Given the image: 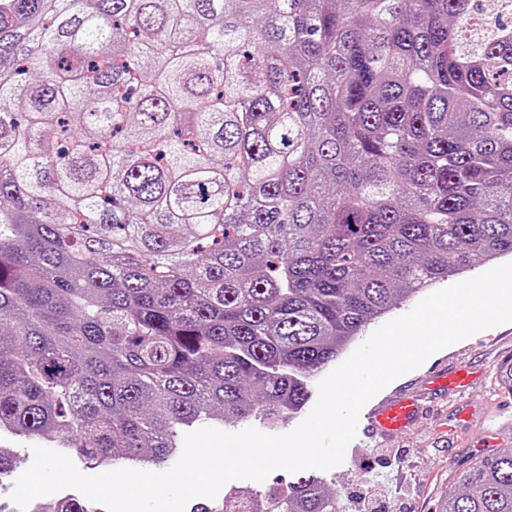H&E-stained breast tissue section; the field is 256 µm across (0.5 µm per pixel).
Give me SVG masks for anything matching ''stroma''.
Masks as SVG:
<instances>
[{"label": "stroma", "mask_w": 512, "mask_h": 512, "mask_svg": "<svg viewBox=\"0 0 512 512\" xmlns=\"http://www.w3.org/2000/svg\"><path fill=\"white\" fill-rule=\"evenodd\" d=\"M512 358V323L481 331L430 356L418 368L386 386L384 395H418L425 409L396 436L361 437L353 440L343 462L318 478L336 490L346 503L358 490L360 480L388 487L406 488L409 499L404 512H436L442 495L453 489L471 459L492 450L512 448V395L497 381V370ZM463 366L471 374L462 410L438 384L444 370ZM456 428L453 448H446L440 424ZM0 444L11 447L17 463L0 476V503L7 512L16 505L11 498L16 479L33 461L32 442L0 432Z\"/></svg>", "instance_id": "obj_1"}]
</instances>
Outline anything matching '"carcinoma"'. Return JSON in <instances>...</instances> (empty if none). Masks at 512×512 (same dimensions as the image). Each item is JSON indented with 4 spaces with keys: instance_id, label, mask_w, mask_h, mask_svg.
<instances>
[{
    "instance_id": "obj_1",
    "label": "carcinoma",
    "mask_w": 512,
    "mask_h": 512,
    "mask_svg": "<svg viewBox=\"0 0 512 512\" xmlns=\"http://www.w3.org/2000/svg\"><path fill=\"white\" fill-rule=\"evenodd\" d=\"M475 0H0V430L100 464L290 419L512 258V25ZM306 472L253 512H338ZM48 512H88L71 497ZM437 512H512V448ZM507 263H512L510 261V258L501 263L478 268L462 277L449 278L448 281L445 282L444 284H442L441 286L436 287V288H431V290H429L428 292L419 294L418 296L414 297L410 301L403 303L402 305H399L398 308L394 309L391 312V314H389L388 316L381 318V319H377L375 321H372V323L369 324L368 327L366 328L365 332L356 339V341L353 343V345L351 346L349 351L345 354V356L341 360H339L338 362H336L334 364L327 366L326 368L322 369L321 371L316 373L311 378L310 386H311L312 397H311L309 403L307 404V406L305 407V409L300 414L295 416L294 418L285 420V421H280V423L274 428H269L266 425H264L261 421H258V420H249L246 422L231 423V424H226V425L219 424V423H216L215 421H210V420L201 421V422L195 424L193 427L186 428L182 432H180L179 437L177 438V445H176L177 448H175L173 450V453L171 454V456L169 457L168 461L165 464H163L161 466L139 467V468H136L133 470L161 473L162 471H164L166 469H170L179 460V458L183 452L185 434H187L189 432H193L202 427H212V428H216L218 430H221V431L227 432V433H237L246 428L254 427L257 430H259L263 433H266V434H270V435L286 434V433L294 430L310 414V412L316 405V403L318 401V397H319V391H318L319 382L326 375H328L333 369H335L338 365H340L343 361H345L350 356V354L360 344H362L373 332H375L378 328H380L382 325L386 324L387 322L406 314L407 312L412 310L422 299H424L429 294H431L437 290L443 289L445 287H448L450 285L474 278V277H476V276H478L496 266H499L502 264H507Z\"/></svg>"
}]
</instances>
